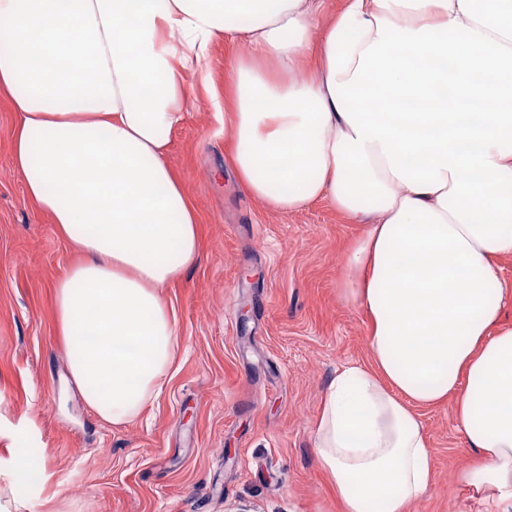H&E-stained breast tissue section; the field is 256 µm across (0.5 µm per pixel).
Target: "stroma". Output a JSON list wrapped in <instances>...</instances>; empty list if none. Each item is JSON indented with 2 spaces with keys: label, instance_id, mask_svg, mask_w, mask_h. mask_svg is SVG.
<instances>
[{
  "label": "stroma",
  "instance_id": "35a3bbf8",
  "mask_svg": "<svg viewBox=\"0 0 512 512\" xmlns=\"http://www.w3.org/2000/svg\"><path fill=\"white\" fill-rule=\"evenodd\" d=\"M243 45L218 41L168 163L201 222V255L165 290L182 345L161 395L112 426L87 407L55 334L53 284L75 261L15 171L0 99V488L18 512H341L313 445L323 392L369 361L343 257L363 228L328 202L268 211L238 185L213 102ZM434 481L411 512H484L453 404L420 408ZM40 474L29 485L21 460Z\"/></svg>",
  "mask_w": 512,
  "mask_h": 512
}]
</instances>
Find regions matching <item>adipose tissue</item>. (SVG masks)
Returning <instances> with one entry per match:
<instances>
[{
  "instance_id": "ef3b65f1",
  "label": "adipose tissue",
  "mask_w": 512,
  "mask_h": 512,
  "mask_svg": "<svg viewBox=\"0 0 512 512\" xmlns=\"http://www.w3.org/2000/svg\"><path fill=\"white\" fill-rule=\"evenodd\" d=\"M504 0H0L12 162L79 259L55 328L86 405L129 423L172 374L164 290L200 254L167 156L215 43L244 42L224 113L244 190L329 201L363 233L344 289L371 362L337 372L314 429L342 512H409L431 487L414 405L454 403L460 478L512 512V9ZM270 61L266 72L261 61ZM315 62V75L305 65Z\"/></svg>"
}]
</instances>
